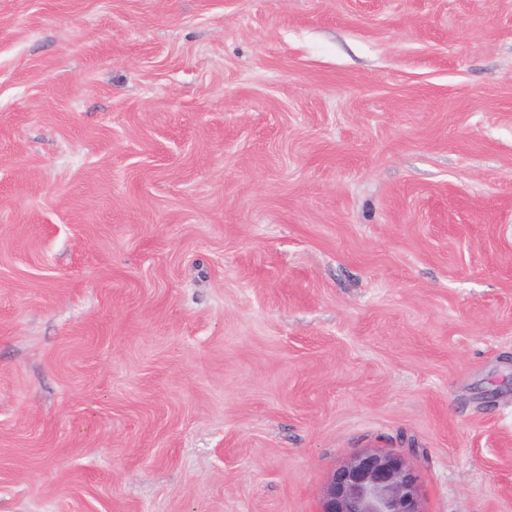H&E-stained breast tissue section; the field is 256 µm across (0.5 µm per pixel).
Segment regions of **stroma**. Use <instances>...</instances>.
<instances>
[{
	"mask_svg": "<svg viewBox=\"0 0 512 512\" xmlns=\"http://www.w3.org/2000/svg\"><path fill=\"white\" fill-rule=\"evenodd\" d=\"M373 450L512 512V0H0V512Z\"/></svg>",
	"mask_w": 512,
	"mask_h": 512,
	"instance_id": "35a3bbf8",
	"label": "stroma"
}]
</instances>
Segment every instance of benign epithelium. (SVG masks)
Segmentation results:
<instances>
[{
  "label": "benign epithelium",
  "instance_id": "1",
  "mask_svg": "<svg viewBox=\"0 0 512 512\" xmlns=\"http://www.w3.org/2000/svg\"><path fill=\"white\" fill-rule=\"evenodd\" d=\"M321 512H425L419 474L401 454H356L332 474Z\"/></svg>",
  "mask_w": 512,
  "mask_h": 512
}]
</instances>
